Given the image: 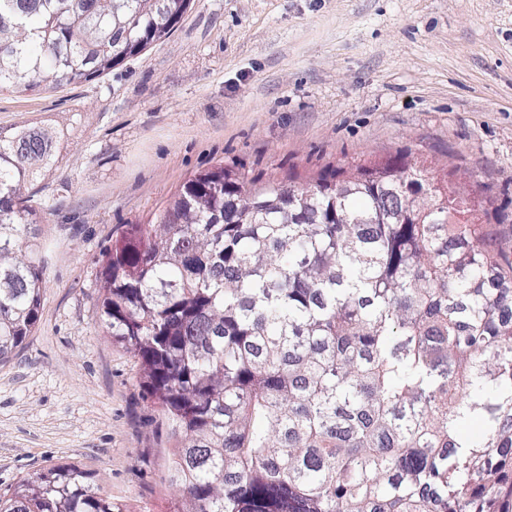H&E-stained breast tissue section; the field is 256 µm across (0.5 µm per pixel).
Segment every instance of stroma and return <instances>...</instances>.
Wrapping results in <instances>:
<instances>
[{
    "label": "stroma",
    "instance_id": "1",
    "mask_svg": "<svg viewBox=\"0 0 512 512\" xmlns=\"http://www.w3.org/2000/svg\"><path fill=\"white\" fill-rule=\"evenodd\" d=\"M71 140L32 187L35 332L0 363V495L74 465L122 512H166L168 425L100 323L101 258L194 175L307 186L398 155L460 189L512 261V0H193L100 79L0 93V128Z\"/></svg>",
    "mask_w": 512,
    "mask_h": 512
}]
</instances>
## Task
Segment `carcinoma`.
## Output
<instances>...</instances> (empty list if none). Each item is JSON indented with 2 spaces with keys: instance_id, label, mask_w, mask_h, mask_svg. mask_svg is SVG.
<instances>
[{
  "instance_id": "carcinoma-1",
  "label": "carcinoma",
  "mask_w": 512,
  "mask_h": 512,
  "mask_svg": "<svg viewBox=\"0 0 512 512\" xmlns=\"http://www.w3.org/2000/svg\"><path fill=\"white\" fill-rule=\"evenodd\" d=\"M190 3L0 0V92L96 80ZM67 143L0 128V362L39 321L23 190ZM456 213L448 183L388 159L312 187L218 167L128 225L100 317L169 423L171 512H512V265ZM0 512L121 510L53 466Z\"/></svg>"
}]
</instances>
